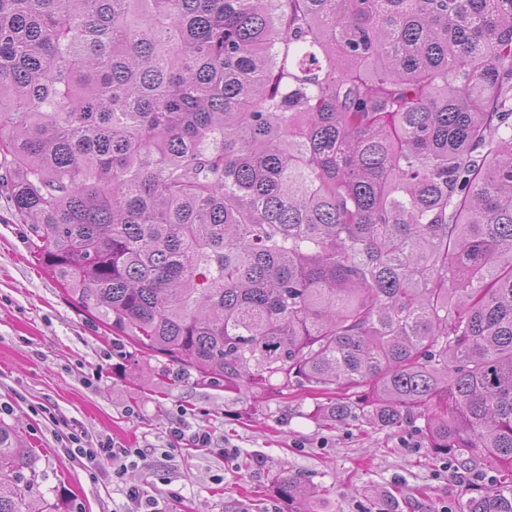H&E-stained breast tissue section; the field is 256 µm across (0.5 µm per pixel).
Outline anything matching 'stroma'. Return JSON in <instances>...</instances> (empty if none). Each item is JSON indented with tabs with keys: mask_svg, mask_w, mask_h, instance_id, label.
I'll return each mask as SVG.
<instances>
[{
	"mask_svg": "<svg viewBox=\"0 0 512 512\" xmlns=\"http://www.w3.org/2000/svg\"><path fill=\"white\" fill-rule=\"evenodd\" d=\"M177 372L89 319L40 266L1 187L0 419L37 449L40 490L61 512H126L131 487L163 512H292L270 489L283 469L328 489L325 512H372L378 490L394 492L401 512H457L466 496L452 462L431 456L414 427L334 429L309 418L305 390L258 398L220 381L179 382ZM176 427L186 435L178 443ZM199 429L234 456L195 447L189 437ZM74 430L87 447L108 441L144 459L122 478L108 462L94 477L69 449Z\"/></svg>",
	"mask_w": 512,
	"mask_h": 512,
	"instance_id": "35a3bbf8",
	"label": "stroma"
}]
</instances>
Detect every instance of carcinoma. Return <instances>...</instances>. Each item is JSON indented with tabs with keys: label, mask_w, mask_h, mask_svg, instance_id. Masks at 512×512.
<instances>
[{
	"label": "carcinoma",
	"mask_w": 512,
	"mask_h": 512,
	"mask_svg": "<svg viewBox=\"0 0 512 512\" xmlns=\"http://www.w3.org/2000/svg\"><path fill=\"white\" fill-rule=\"evenodd\" d=\"M0 167L111 334L512 512V0H0ZM36 462L0 420V512H58Z\"/></svg>",
	"instance_id": "carcinoma-1"
}]
</instances>
